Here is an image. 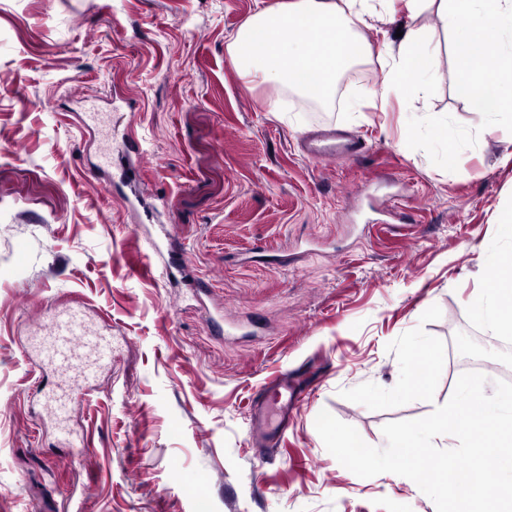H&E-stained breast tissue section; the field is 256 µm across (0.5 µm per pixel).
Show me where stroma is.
Here are the masks:
<instances>
[{"instance_id":"stroma-1","label":"stroma","mask_w":512,"mask_h":512,"mask_svg":"<svg viewBox=\"0 0 512 512\" xmlns=\"http://www.w3.org/2000/svg\"><path fill=\"white\" fill-rule=\"evenodd\" d=\"M272 2L0 0V512H436L408 478L343 467L318 413L382 448L385 424L431 414L474 363L486 393L512 377V347L473 313L490 245L512 242V119L486 134L432 10L416 21L442 59L427 92L361 106L405 0L365 29L371 55L333 109L272 102L226 50ZM116 91L136 109L113 113L108 145L132 134L150 155L140 186L222 295L224 339L147 268L154 227L130 223L69 120ZM448 125L471 139L448 149ZM327 127L366 152L308 162L298 137ZM76 301L107 314L114 361L61 430L45 407L55 379L28 350L43 315ZM421 347L441 356L429 397L404 389ZM284 372L307 387L269 447L251 404Z\"/></svg>"}]
</instances>
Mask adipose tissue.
<instances>
[{
	"mask_svg": "<svg viewBox=\"0 0 512 512\" xmlns=\"http://www.w3.org/2000/svg\"><path fill=\"white\" fill-rule=\"evenodd\" d=\"M430 8L453 34L462 92L484 104L489 119L512 116V0H407L410 18ZM376 12V0H277L245 20L227 52L246 83L291 90L329 107L340 76L367 55L363 31ZM378 56L386 76L368 94L373 105L414 94L441 65L426 34L414 26L405 31L400 51L386 44ZM492 253L496 273L476 310L499 334L511 335L512 249L496 246Z\"/></svg>",
	"mask_w": 512,
	"mask_h": 512,
	"instance_id": "adipose-tissue-1",
	"label": "adipose tissue"
}]
</instances>
